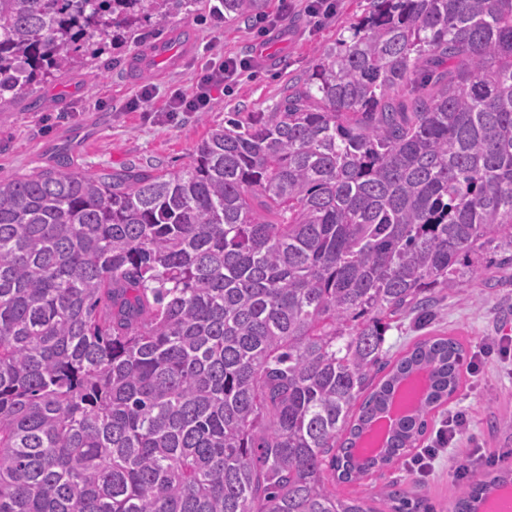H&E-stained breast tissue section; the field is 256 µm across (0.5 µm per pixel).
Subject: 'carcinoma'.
Wrapping results in <instances>:
<instances>
[{"label":"carcinoma","mask_w":512,"mask_h":512,"mask_svg":"<svg viewBox=\"0 0 512 512\" xmlns=\"http://www.w3.org/2000/svg\"><path fill=\"white\" fill-rule=\"evenodd\" d=\"M193 2L0 0V101ZM491 245L512 250V0H370L178 171L0 178V512H434L337 485L404 463L458 390V337L389 359L384 335L490 274L460 258Z\"/></svg>","instance_id":"cac0c4a2"}]
</instances>
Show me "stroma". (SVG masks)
Returning <instances> with one entry per match:
<instances>
[{
    "label": "stroma",
    "mask_w": 512,
    "mask_h": 512,
    "mask_svg": "<svg viewBox=\"0 0 512 512\" xmlns=\"http://www.w3.org/2000/svg\"><path fill=\"white\" fill-rule=\"evenodd\" d=\"M211 4L198 0L192 11L151 19L108 57L83 59L33 84L25 97L0 112V177L52 167L62 152L80 173H120L132 166L152 172L182 169L209 131L223 125L225 113L272 111L287 95L291 78L307 71L318 49L332 44L337 31L363 13L367 0H336L335 16L320 24L308 13L309 0H271L267 17L278 26L266 36L238 20L212 27L207 22ZM180 29L194 36L180 67L132 68L133 58ZM222 56L252 58L253 69L228 93L216 95L207 111L169 114L172 96L190 92L201 70ZM145 87L152 98L141 104L137 97ZM502 257L496 249L483 254L490 280L437 289L430 325L420 326L412 315L392 322L384 350L394 354L419 337L445 334L458 337L473 353L486 337L512 330V264ZM452 409L464 412L470 427L456 447L440 450L430 476L400 465L342 485V492L366 494L397 480L430 498L438 512H448L460 491L455 470L471 449L489 454L512 449V357L492 355L484 359L480 375L463 373L447 408L434 415L432 428H439Z\"/></svg>",
    "instance_id": "obj_1"
}]
</instances>
